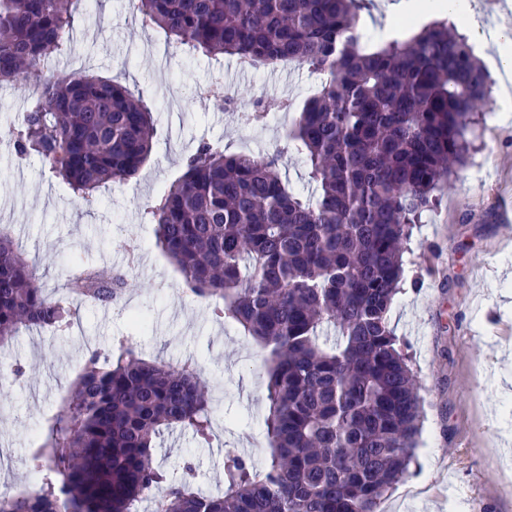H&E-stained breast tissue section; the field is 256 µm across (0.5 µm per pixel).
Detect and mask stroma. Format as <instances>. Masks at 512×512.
<instances>
[{
	"mask_svg": "<svg viewBox=\"0 0 512 512\" xmlns=\"http://www.w3.org/2000/svg\"><path fill=\"white\" fill-rule=\"evenodd\" d=\"M57 69L127 86L152 106L157 133L138 176L102 189L88 208L40 158H18L6 135L39 74L0 86V225L36 263L47 293L62 295L65 272L77 263L121 267L129 262L124 243L139 246L120 304L75 302L66 335L24 330L0 347L1 358L26 371L0 386V485L28 474L88 351L109 355L114 338L129 336L145 358L202 368L214 400L209 444L169 431L157 439L155 459L174 474L191 462L200 494L217 493L227 451L259 467L268 456L267 368L239 325L217 319L208 301L183 287L143 209L182 175L203 139L230 153H280L289 186L309 194L304 158L286 146L287 120L277 111L257 123L246 116L256 96L300 107L323 77L304 67L250 68L230 55L218 63L190 57L142 27L129 0H82L71 51ZM504 107L491 97L467 162L414 230L406 283L388 314L411 358L423 423L416 461L382 512H512V462H503L499 445L512 434V392L495 359L500 344L512 343V306L502 299L512 280L499 277L512 272V221L501 215L512 203V120L498 119Z\"/></svg>",
	"mask_w": 512,
	"mask_h": 512,
	"instance_id": "obj_1",
	"label": "stroma"
}]
</instances>
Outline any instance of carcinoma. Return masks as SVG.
I'll return each instance as SVG.
<instances>
[{
    "label": "carcinoma",
    "mask_w": 512,
    "mask_h": 512,
    "mask_svg": "<svg viewBox=\"0 0 512 512\" xmlns=\"http://www.w3.org/2000/svg\"><path fill=\"white\" fill-rule=\"evenodd\" d=\"M141 22L219 61H292L326 75L285 138L316 186L305 197L280 153H228L202 140L182 176L144 215L183 285L265 352L270 452L257 468L224 458V491H195L191 464L154 459L163 430L212 432L202 372L143 358L123 337L88 353L63 410L32 457L36 486L0 512H380L416 460L421 406L407 353L389 325L413 228L467 159L489 86L445 21L410 39L358 45L361 0H133ZM79 0H0V85L40 80L9 135L86 203L136 176L155 120L124 85L46 66L70 51ZM129 270L82 264L49 298L37 268L0 230V345L21 329L72 325L73 298L122 299Z\"/></svg>",
    "instance_id": "obj_1"
}]
</instances>
